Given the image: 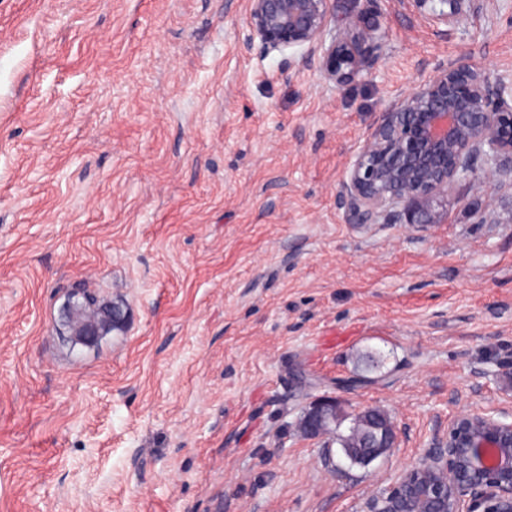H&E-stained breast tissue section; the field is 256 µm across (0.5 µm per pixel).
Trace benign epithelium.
Listing matches in <instances>:
<instances>
[{"mask_svg": "<svg viewBox=\"0 0 512 512\" xmlns=\"http://www.w3.org/2000/svg\"><path fill=\"white\" fill-rule=\"evenodd\" d=\"M410 2L439 23L455 24L466 0ZM334 17L336 0H249V27L261 53L302 49L299 62L318 64L345 87L369 74L381 37L367 16L353 14L330 36ZM478 165L492 180H512V90L491 86L478 66L439 65L376 113L340 194L357 224L382 217L438 224L434 204ZM121 319L112 306L108 319L85 326L82 343L97 344ZM335 412L336 398L313 399L302 412L307 434L323 431ZM417 499L431 504V512H512V422L489 412L455 417L429 449L427 470L404 472L367 501L365 512H408Z\"/></svg>", "mask_w": 512, "mask_h": 512, "instance_id": "7a95c632", "label": "benign epithelium"}]
</instances>
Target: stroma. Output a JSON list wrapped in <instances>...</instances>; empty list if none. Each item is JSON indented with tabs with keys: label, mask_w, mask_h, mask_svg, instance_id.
I'll use <instances>...</instances> for the list:
<instances>
[{
	"label": "stroma",
	"mask_w": 512,
	"mask_h": 512,
	"mask_svg": "<svg viewBox=\"0 0 512 512\" xmlns=\"http://www.w3.org/2000/svg\"><path fill=\"white\" fill-rule=\"evenodd\" d=\"M336 10L385 35L340 89L260 55L248 0H0V512H363L455 416L512 421V183H455L438 224L340 197L436 66L512 82V0ZM78 285L125 311L93 347L58 333ZM321 395L386 409L394 450L297 433ZM422 14L439 23L455 24L462 18L466 0H410Z\"/></svg>",
	"instance_id": "35a3bbf8"
}]
</instances>
